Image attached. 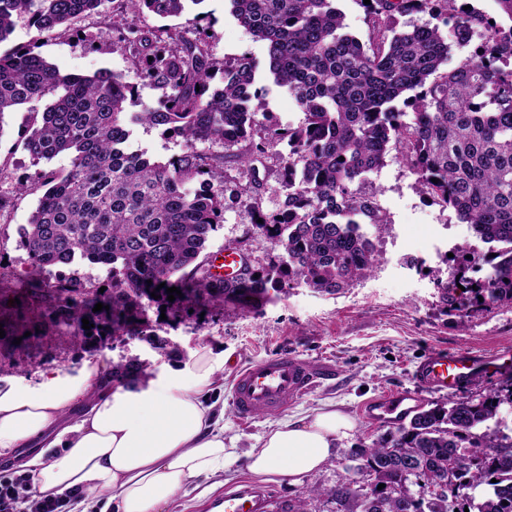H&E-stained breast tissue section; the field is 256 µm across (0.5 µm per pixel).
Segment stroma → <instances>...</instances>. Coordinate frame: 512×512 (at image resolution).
Here are the masks:
<instances>
[{"label":"stroma","instance_id":"stroma-1","mask_svg":"<svg viewBox=\"0 0 512 512\" xmlns=\"http://www.w3.org/2000/svg\"><path fill=\"white\" fill-rule=\"evenodd\" d=\"M195 17L208 27L216 57L245 55L257 62L256 80L264 89L266 110L281 124L298 125L304 115L288 91L275 84L267 66L266 42L240 26L230 13L228 0H203L200 7L190 8L179 17L163 20L144 14L134 16L133 21L139 26L183 28ZM72 27L69 35L40 34L23 18L0 49L33 42L47 60L70 72L90 74L108 68L130 73V63L113 44L102 15L83 16L74 20ZM29 112V106L17 108L6 115L0 127V196L5 199L0 209V279L8 288L0 302V329L5 332L0 338V384L32 386L46 371L75 376L85 362L109 366L130 355L149 360L152 370H159L167 364V357L139 338L114 340L106 336L76 346L61 337L29 299H16L15 289L34 275L19 240L20 230L37 204L36 195L18 191V182L40 169L60 172L69 166L65 155L33 163L23 145ZM353 189L375 196L388 217L385 226L368 232L378 262L366 278L332 294L296 282L270 292L249 311L227 304L165 320L160 304L148 308L150 326L178 349L181 358H188L202 345L223 355L224 371L217 387L224 404V440L234 448L223 474L188 485L168 512H207L210 497L251 482L248 454L271 426L313 414L328 404L354 421L351 436L338 441L335 457L303 484L273 482L269 488L281 503L295 500L303 489L313 486L331 489L343 473L350 449L371 444L389 430L388 425L362 416L363 403L395 391H418L413 369L427 350L466 348L482 352L498 345L512 346L511 303L478 307L461 318L439 300L437 282L447 278L449 270L443 252L437 249L440 240L455 246L477 242L454 210L433 204L420 192L416 175L392 153L378 171L355 183ZM229 244L262 262L279 253L274 241L258 233L247 204L231 197L225 201L223 224L209 239L207 258L223 253ZM281 353L299 354L325 366L328 374L285 411L240 422L231 404L233 373L242 364Z\"/></svg>","mask_w":512,"mask_h":512}]
</instances>
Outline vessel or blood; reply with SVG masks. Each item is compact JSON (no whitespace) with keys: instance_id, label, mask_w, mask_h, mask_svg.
Here are the masks:
<instances>
[{"instance_id":"1","label":"vessel or blood","mask_w":512,"mask_h":512,"mask_svg":"<svg viewBox=\"0 0 512 512\" xmlns=\"http://www.w3.org/2000/svg\"><path fill=\"white\" fill-rule=\"evenodd\" d=\"M510 372L512 348L483 353L433 350L417 362L414 378L432 392L458 396L476 380ZM317 377V369L295 354H278L240 367L233 381L235 411L246 421L260 412L285 410L311 390ZM418 403L416 393L400 391L366 401L363 410L368 419L394 424L415 411ZM271 505L268 489L247 483L210 503L215 512H271Z\"/></svg>"}]
</instances>
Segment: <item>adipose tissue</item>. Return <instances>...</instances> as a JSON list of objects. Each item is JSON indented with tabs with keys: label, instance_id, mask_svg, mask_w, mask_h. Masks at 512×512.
Masks as SVG:
<instances>
[{
	"label": "adipose tissue",
	"instance_id": "ef3b65f1",
	"mask_svg": "<svg viewBox=\"0 0 512 512\" xmlns=\"http://www.w3.org/2000/svg\"><path fill=\"white\" fill-rule=\"evenodd\" d=\"M224 358L195 350L182 367L137 385L113 383L86 363L36 386H0V460L29 474L37 497L63 496L68 512H165L194 480L224 470L228 451L213 389ZM355 425L332 407L278 422L248 455L250 474L299 484L336 455Z\"/></svg>",
	"mask_w": 512,
	"mask_h": 512
}]
</instances>
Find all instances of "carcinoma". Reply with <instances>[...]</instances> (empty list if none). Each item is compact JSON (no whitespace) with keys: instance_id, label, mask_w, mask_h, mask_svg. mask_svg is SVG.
Returning <instances> with one entry per match:
<instances>
[{"instance_id":"cac0c4a2","label":"carcinoma","mask_w":512,"mask_h":512,"mask_svg":"<svg viewBox=\"0 0 512 512\" xmlns=\"http://www.w3.org/2000/svg\"><path fill=\"white\" fill-rule=\"evenodd\" d=\"M105 0H0V44L25 16L38 33L66 34L71 21ZM204 0H117L107 28L128 56L135 78L161 90L153 106L128 111L137 84L124 73L99 69L71 73L26 45L0 53V132L5 113L51 101L32 113L24 148L32 160L70 158L63 173L41 171L19 183L39 193L20 247L36 271H52L79 258L107 269L112 293L59 277L29 284L53 326L70 341L88 335L128 336L127 311L146 314L138 288L168 297L174 318L190 308L232 304L253 308L269 289L301 280L334 293L369 275L374 247L359 225L386 224L372 197L354 183L377 171L396 150L417 175L421 191L451 208L485 243L502 246L485 274L466 278L475 265L458 248L450 277L440 280L441 302L459 316L470 309L512 303V25L465 11L457 0H370L368 41L346 32L334 0H230L238 23L267 44L269 72L305 115L281 126L266 111L247 56H213L205 30L140 28L127 15L179 17ZM431 12L456 18L452 38L482 41L452 69L451 45L436 27L396 30L397 16ZM401 99L412 112L393 106ZM148 125L184 142L165 162L125 145L133 126ZM219 145L204 152L200 144ZM281 145L287 154L279 188L261 172ZM438 182H432V179ZM249 203L259 233L279 256L251 261L229 279L211 277L202 255L224 223L225 194ZM285 195L267 209L270 195ZM165 287L158 288V285ZM112 307V330H85L95 304ZM138 335L167 357L169 342L142 321ZM147 366L131 356L112 364V381L138 382ZM512 405V383L477 398L448 399L418 411L409 424L369 446L354 448L345 474L328 492L306 490L280 512H309L326 494L334 512H512V435L499 421ZM384 488H378V485Z\"/></svg>"}]
</instances>
